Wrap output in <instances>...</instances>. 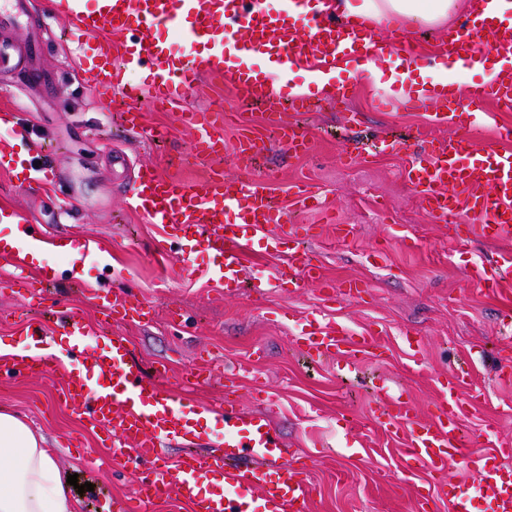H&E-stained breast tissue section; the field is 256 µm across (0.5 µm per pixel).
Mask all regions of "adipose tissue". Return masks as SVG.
Listing matches in <instances>:
<instances>
[{"instance_id":"adipose-tissue-1","label":"adipose tissue","mask_w":512,"mask_h":512,"mask_svg":"<svg viewBox=\"0 0 512 512\" xmlns=\"http://www.w3.org/2000/svg\"><path fill=\"white\" fill-rule=\"evenodd\" d=\"M316 9L374 24L388 19L441 26L457 0H317ZM43 436L15 413L0 409V512H75L67 476Z\"/></svg>"}]
</instances>
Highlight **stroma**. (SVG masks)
I'll list each match as a JSON object with an SVG mask.
<instances>
[{"label":"stroma","instance_id":"35a3bbf8","mask_svg":"<svg viewBox=\"0 0 512 512\" xmlns=\"http://www.w3.org/2000/svg\"><path fill=\"white\" fill-rule=\"evenodd\" d=\"M27 8L44 45L40 66L50 85L35 88L13 75L0 76V113H12L29 141L44 149L54 178L44 187L25 186L19 171L0 168V209L21 211L43 225L49 247L40 261L25 258L23 241L4 245L12 229L0 223L1 345L13 353L28 351L29 324L43 322L51 346L67 349V337L52 328L58 315L74 310L95 331L102 316L89 301L91 293L138 295L151 307L152 320L113 324L112 334L128 339L145 373L166 366L158 379L164 388L198 365L200 352H209L219 370L208 384L189 385L196 404H223L226 366L238 375L243 407L260 408L255 393L265 389L289 453L307 460L310 512H418L421 495L436 479L405 456L400 438L383 430L377 404L403 390L416 420L427 422L441 399L443 373L461 361L471 366V386L482 390L467 420L472 445L488 437L512 443V384L496 377L512 357V335L499 325L502 311L512 309V292L493 293L469 279L473 263H491L502 244L477 240L456 251L447 227L421 207L403 173L404 156L374 149L395 135L422 152L416 132L427 111L401 103L388 112L375 110L373 99L389 93L383 80L361 81L356 95L340 104L318 91L306 72H297L291 84L308 89L310 109H286L282 118L307 128L312 148L295 157L272 133L266 107L238 99L231 79L205 75L166 110L145 98L132 104L144 115L143 131L133 134L121 124L120 114L130 105L121 94L102 101L87 86L96 47L109 31L78 41L49 0H29ZM220 110L231 116L225 149H232L243 129L268 130V149L252 174L268 182L289 223L309 226L304 246L333 290L279 284L283 255L255 246L244 258L246 286L225 296L223 285L205 274L212 265L208 254L179 256L161 225L129 207L131 176L139 165L190 183L206 178L211 161L180 163L191 136L177 115ZM347 150L354 153L348 162ZM299 183L319 190L331 214L293 210ZM339 224L351 228L343 243L335 236ZM72 246L83 256L75 273L68 266ZM50 271L56 281L41 301L12 283L19 275L35 280ZM350 281L364 284L365 292L343 295ZM312 318L374 336L381 360L365 356L353 367L342 354L311 361L294 338ZM77 369L70 363L45 378H2L0 406L45 437L66 474L93 484V491L78 497L80 512H100L107 497L133 494L137 475L101 450L103 432L87 428L84 417L64 403V378Z\"/></svg>","mask_w":512,"mask_h":512}]
</instances>
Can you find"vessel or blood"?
Returning <instances> with one entry per match:
<instances>
[{
  "instance_id": "1",
  "label": "vessel or blood",
  "mask_w": 512,
  "mask_h": 512,
  "mask_svg": "<svg viewBox=\"0 0 512 512\" xmlns=\"http://www.w3.org/2000/svg\"><path fill=\"white\" fill-rule=\"evenodd\" d=\"M21 0L0 10V73H17L29 83L40 81L35 62L42 53L39 42L17 43L11 31L20 26ZM512 0H473V7L442 44L444 55L462 67L471 66L479 48L496 51L500 64L483 82L447 97L424 94L411 97L413 108L431 111L432 122L419 132L429 144L427 156L410 154L405 141L384 139L382 151L408 158L406 174L428 213L447 223L461 203H468L474 223L464 225L455 243L464 249L475 240H501L512 236V153L496 143H478L465 136L474 124L473 109L487 97L512 105ZM74 28L86 38H99L109 70L90 83L99 96L112 90L128 97H149L151 102L171 104L192 87L201 75L230 77L240 97L259 100L277 109L281 91L295 69L305 68L318 86L329 85L338 65L351 69L357 60L355 45L368 31L358 22H336L328 13L312 9L311 0H97L95 8L71 7ZM180 34L185 44L204 45V53L186 58L171 43L158 38L157 28ZM271 57L261 67L257 58ZM140 69L150 80L127 86L129 70ZM358 82L352 71L335 91L343 101ZM191 130L189 155L194 159H219L224 155V121L221 112L198 116L179 114ZM446 125L458 136L445 138L436 132ZM8 130L10 143L0 146V159L9 158L23 167L29 181L50 179L47 165H34L26 148L27 136L9 114H0V130ZM281 142L288 152L310 148L308 132L293 124L280 127ZM263 146L258 130H246L233 148L235 172L212 169L208 180L190 184L176 177L162 178L148 167L138 170L129 202L151 223L164 225L169 240L190 252L213 255L211 269L223 282L225 294L240 288L243 255L264 227H283L287 213L273 205L265 182L249 175L250 162ZM289 283L321 284L319 268L309 255L289 251L281 271ZM470 278L486 288L512 283V251L498 253L490 266L473 267ZM58 325L69 340L68 354L78 359L82 372L71 375L64 393L66 402L85 410L91 426L111 434L112 456L124 465L144 470L134 497H114L110 512H150L156 501L176 496L191 512H309L311 489L306 465L291 455L270 414L246 410L236 399H225L216 408L192 407L178 391L167 390L142 372L131 356L125 337H106L102 347H91L84 325L74 313H66ZM297 343L307 351L327 357L336 353L357 355L371 346L364 336L350 335L345 326H321L309 322ZM61 359L48 352L38 357L16 355L0 361V375L44 376L58 371ZM466 372L457 367L441 382L443 400L425 424H416L413 408L402 394L384 397L379 411L387 430L403 437L406 455L432 472L447 475L452 461L476 465L479 491L492 512H512V470L501 464L512 448L490 440L471 454H464L462 424L468 403L457 391ZM221 423L224 448L188 452L170 458L167 446L199 439L202 417ZM451 512H471L467 483L449 480Z\"/></svg>"
}]
</instances>
